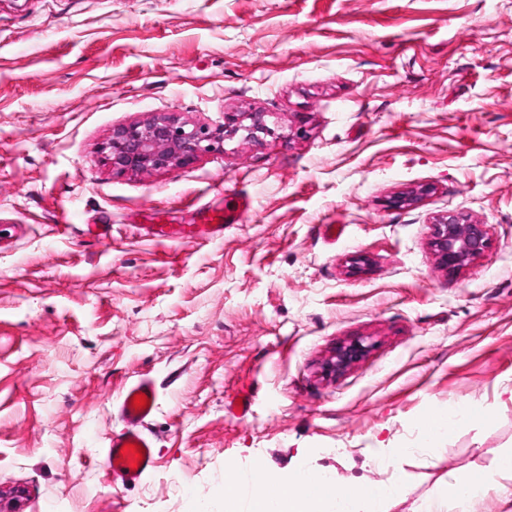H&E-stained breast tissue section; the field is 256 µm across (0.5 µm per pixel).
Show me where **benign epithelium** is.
<instances>
[{"mask_svg":"<svg viewBox=\"0 0 512 512\" xmlns=\"http://www.w3.org/2000/svg\"><path fill=\"white\" fill-rule=\"evenodd\" d=\"M248 124H242V120ZM244 131L249 138L269 132L267 113H224V124L215 129L198 127L160 116L147 123L112 128L105 145L112 168L118 171L167 169L210 150L212 142L228 133ZM432 244L441 266L457 271L482 256L489 247L488 228L464 213H450L431 227ZM363 352V345L350 343L336 350L330 369L342 370Z\"/></svg>","mask_w":512,"mask_h":512,"instance_id":"benign-epithelium-1","label":"benign epithelium"}]
</instances>
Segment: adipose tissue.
<instances>
[{"label":"adipose tissue","instance_id":"adipose-tissue-1","mask_svg":"<svg viewBox=\"0 0 512 512\" xmlns=\"http://www.w3.org/2000/svg\"><path fill=\"white\" fill-rule=\"evenodd\" d=\"M240 474L234 466H227L224 482V512H352L353 507L364 506L365 512H389L392 504L404 500L408 486L402 475L388 481L356 488L350 503L334 501L333 497L315 488L311 473L295 469L288 479H259L250 487L239 483ZM492 483L486 472H476L467 479L468 493L448 486L445 493L419 501L413 512H443L447 502L463 507L465 499L482 497Z\"/></svg>","mask_w":512,"mask_h":512}]
</instances>
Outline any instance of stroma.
I'll return each mask as SVG.
<instances>
[{
	"label": "stroma",
	"instance_id": "obj_1",
	"mask_svg": "<svg viewBox=\"0 0 512 512\" xmlns=\"http://www.w3.org/2000/svg\"><path fill=\"white\" fill-rule=\"evenodd\" d=\"M258 111L269 133L173 168L104 150L159 113ZM241 197L219 242L148 235ZM451 212L491 240L455 272L431 236ZM143 377L159 464L116 484ZM511 389L512 0H0V512H222L229 464L346 497L398 452L412 512L512 448ZM454 407L486 418L421 447ZM136 394L145 395L149 400L146 408L133 407V396ZM156 401L155 388L148 380L139 379L123 389L117 406L123 429L119 434L112 435L106 445V471L112 475V481L143 479L157 467L156 443L147 433L148 420L156 409ZM127 444L136 445L137 451L143 456L141 461L134 458L129 449L121 453L122 447ZM139 447H142V451H139ZM134 462H137V468H133Z\"/></svg>",
	"mask_w": 512,
	"mask_h": 512
}]
</instances>
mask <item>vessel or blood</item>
<instances>
[{
  "label": "vessel or blood",
  "mask_w": 512,
  "mask_h": 512,
  "mask_svg": "<svg viewBox=\"0 0 512 512\" xmlns=\"http://www.w3.org/2000/svg\"><path fill=\"white\" fill-rule=\"evenodd\" d=\"M202 223L188 224L180 229L167 225L157 226L155 238L170 240L180 237L187 242H216L223 240L224 227L236 223L237 218L231 213L201 206ZM144 395L148 400L146 407L137 409L132 405L135 395ZM157 395L153 384L145 379L127 385L120 396L118 414L123 423L121 432L109 439L106 445V471L113 480L136 481L148 476L157 466L155 456L156 443L147 432V424L154 413ZM133 444L141 449V459H134L132 453L126 452V445Z\"/></svg>",
  "instance_id": "vessel-or-blood-1"
}]
</instances>
